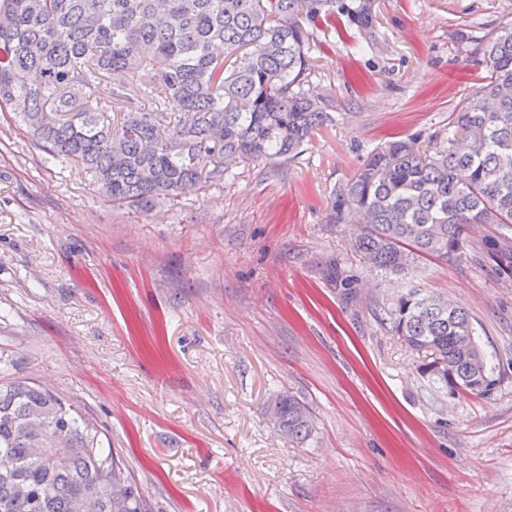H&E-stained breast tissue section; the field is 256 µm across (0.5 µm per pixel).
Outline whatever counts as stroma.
Instances as JSON below:
<instances>
[{"label":"stroma","instance_id":"35a3bbf8","mask_svg":"<svg viewBox=\"0 0 512 512\" xmlns=\"http://www.w3.org/2000/svg\"><path fill=\"white\" fill-rule=\"evenodd\" d=\"M313 29L308 86L336 119L294 159L230 166L152 210L113 205L0 110V382L97 424L146 512H512V275L463 253L374 276L331 220L387 141L428 137L486 75L512 0H364ZM472 318L496 387L453 396L384 321L410 287ZM292 394L314 430L278 434ZM274 426L289 440L303 443L312 433L313 422L307 406L293 396H282L269 407Z\"/></svg>","mask_w":512,"mask_h":512}]
</instances>
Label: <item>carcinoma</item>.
<instances>
[{"mask_svg":"<svg viewBox=\"0 0 512 512\" xmlns=\"http://www.w3.org/2000/svg\"><path fill=\"white\" fill-rule=\"evenodd\" d=\"M364 5L339 0H0V109L19 114L55 158L79 165L112 202L148 210L221 180L228 164L295 158L336 123L305 83V22ZM487 76L450 114L448 137L375 149L336 195L332 220L363 228L350 243L371 272L405 275L424 258L465 248L470 224L501 230L492 254L512 273V29L492 46ZM108 77L122 118L80 98ZM159 91L169 108L146 111ZM421 373L454 395H488L496 380L464 308L411 288L384 309ZM274 426L302 443L307 406L282 396ZM0 512H144L99 430L56 392L0 385Z\"/></svg>","mask_w":512,"mask_h":512,"instance_id":"carcinoma-1","label":"carcinoma"}]
</instances>
